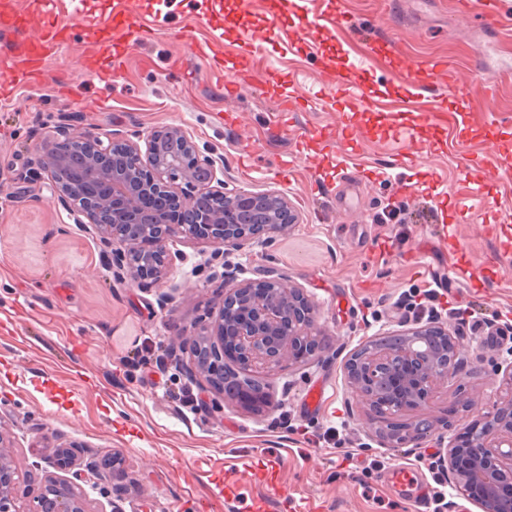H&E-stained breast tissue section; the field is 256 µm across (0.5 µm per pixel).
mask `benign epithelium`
<instances>
[{
	"instance_id": "obj_1",
	"label": "benign epithelium",
	"mask_w": 512,
	"mask_h": 512,
	"mask_svg": "<svg viewBox=\"0 0 512 512\" xmlns=\"http://www.w3.org/2000/svg\"><path fill=\"white\" fill-rule=\"evenodd\" d=\"M222 174L223 159L202 155L179 126L152 130L137 142L63 123L37 146L26 178L49 180L73 221L97 230L113 274L140 285L162 280L173 268L177 254L167 249L169 241L186 237L240 250L297 223L282 194L230 190ZM320 351L301 288L268 273L224 290L214 325L192 338L191 365L224 396L228 387L255 393L253 405L261 410L271 406L270 385L256 375L303 364ZM228 356L241 373L229 372ZM464 370L457 337L438 326L376 340L345 364L349 387L380 422L424 409L440 384ZM495 372L505 394L470 428L465 448L453 443L439 456L448 483L480 512H499L501 486L512 483V363ZM434 428V420L418 419L411 427L415 444ZM16 475L0 448V512H15ZM37 502L38 512H88L77 487L51 475L38 486Z\"/></svg>"
}]
</instances>
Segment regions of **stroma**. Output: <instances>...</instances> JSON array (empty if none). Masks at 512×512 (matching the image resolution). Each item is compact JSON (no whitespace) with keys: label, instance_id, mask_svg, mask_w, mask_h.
Listing matches in <instances>:
<instances>
[{"label":"stroma","instance_id":"1","mask_svg":"<svg viewBox=\"0 0 512 512\" xmlns=\"http://www.w3.org/2000/svg\"><path fill=\"white\" fill-rule=\"evenodd\" d=\"M37 19L72 25L80 45L52 57L77 88L46 87L25 106L0 105V442L17 469L16 512H36L35 479L56 449L59 477L91 512H253L275 466L284 494L268 512H414L388 470L403 464L434 490L429 512H479L445 482L439 447L384 445L350 389L344 364L387 333L439 322L462 341L468 371L442 384L426 410L443 443L466 432L500 391L496 366L512 359V0L497 15L459 12L457 0H345V27L318 0L306 24L300 0H19ZM127 14L157 38L129 43L112 78L83 72V45L99 44L98 18ZM266 35L270 67L229 92L243 32ZM185 58L192 87L169 70ZM445 61L460 78L497 85L475 92L455 123L403 106L397 63ZM332 69L391 112L358 111L345 96L295 111L283 100L318 92ZM80 130L132 139L181 127L205 154L223 156L224 180L285 196L298 222L240 251L194 239L171 242L181 258L160 282L116 280L92 225L73 223L48 180L24 175L39 142L63 116ZM351 146L337 150L336 137ZM248 149L250 172L237 158ZM473 181V207L457 195ZM237 281L272 270L314 307L323 349L266 376L269 414L209 389L189 371L187 336L212 324L224 271ZM165 371L132 367L141 342ZM329 385L309 412L306 391Z\"/></svg>","mask_w":512,"mask_h":512}]
</instances>
